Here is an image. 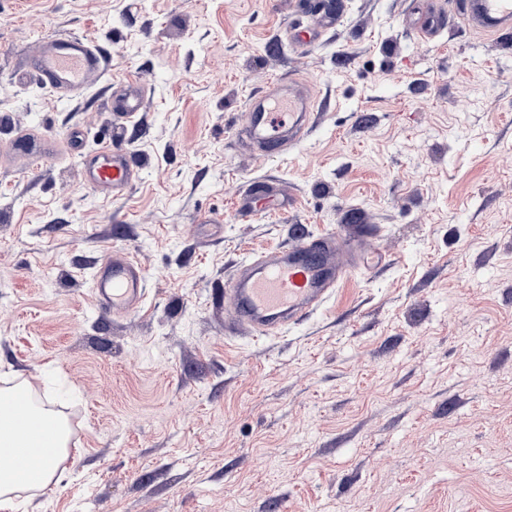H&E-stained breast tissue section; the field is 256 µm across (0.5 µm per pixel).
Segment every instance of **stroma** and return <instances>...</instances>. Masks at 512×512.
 <instances>
[{"label": "stroma", "mask_w": 512, "mask_h": 512, "mask_svg": "<svg viewBox=\"0 0 512 512\" xmlns=\"http://www.w3.org/2000/svg\"><path fill=\"white\" fill-rule=\"evenodd\" d=\"M437 2L429 40L405 24L421 0H333L302 47L299 0H0V144L78 126L139 167L111 199L62 150L0 165V389L71 423L62 479L11 512H512V28ZM54 32L111 57L83 95L16 76ZM276 76L316 116L266 159L235 135ZM128 78L145 101L119 132ZM259 182L286 208L238 210ZM353 222L378 268L301 323L226 330L236 265ZM115 249L146 275L121 318L92 292Z\"/></svg>", "instance_id": "obj_1"}]
</instances>
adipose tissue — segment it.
<instances>
[{"label":"adipose tissue","mask_w":512,"mask_h":512,"mask_svg":"<svg viewBox=\"0 0 512 512\" xmlns=\"http://www.w3.org/2000/svg\"><path fill=\"white\" fill-rule=\"evenodd\" d=\"M68 439L66 423L41 407L31 406L22 420L0 408V457L17 448H28L43 463L37 476L31 479L0 468V502L9 503L12 493L21 489L60 480L58 463Z\"/></svg>","instance_id":"1"}]
</instances>
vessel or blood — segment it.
I'll return each instance as SVG.
<instances>
[{
    "label": "vessel or blood",
    "mask_w": 512,
    "mask_h": 512,
    "mask_svg": "<svg viewBox=\"0 0 512 512\" xmlns=\"http://www.w3.org/2000/svg\"><path fill=\"white\" fill-rule=\"evenodd\" d=\"M464 13L482 28L499 31L512 26V0H465ZM409 24L421 37L431 39L445 28L446 15L431 2L413 12ZM109 63L104 50L65 32L44 37L30 58L33 76L62 97L82 95ZM140 93L133 79L114 86L112 108L122 120L131 121L139 112ZM312 108L310 96L297 80L275 79L253 96L246 121L237 130L238 140L262 157L284 153L305 136ZM81 137L79 128L69 130V152L80 153ZM80 155L82 179L91 188L119 196L138 178L139 167L122 145L108 143ZM374 235V228L365 224L316 238L298 227L293 245L240 264L224 289L234 327L260 337L312 315L342 279L362 266L366 242ZM145 281L143 269L129 253L113 251L93 278L99 308L115 317L137 312Z\"/></svg>",
    "instance_id": "1"
}]
</instances>
